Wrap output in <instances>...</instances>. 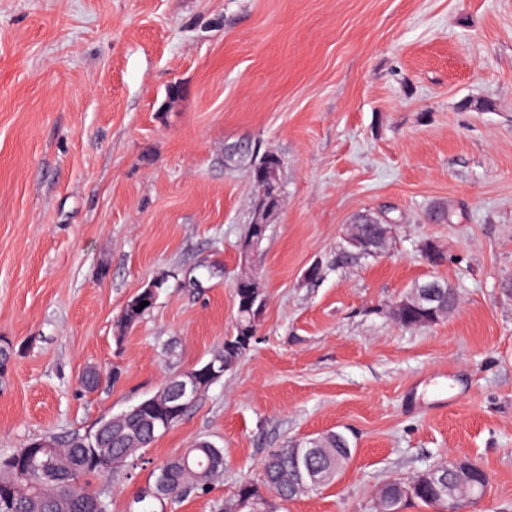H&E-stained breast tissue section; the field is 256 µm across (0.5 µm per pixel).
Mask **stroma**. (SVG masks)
<instances>
[{"label":"stroma","mask_w":512,"mask_h":512,"mask_svg":"<svg viewBox=\"0 0 512 512\" xmlns=\"http://www.w3.org/2000/svg\"><path fill=\"white\" fill-rule=\"evenodd\" d=\"M240 140L283 160L257 334L91 490L136 512L153 470L207 439L223 476L164 512H224L270 452L340 431L349 461L287 512H374L381 486L455 455L488 476L461 512H512V0H0V452L87 430L222 348L259 196L224 161ZM362 213L391 221L388 246L337 265ZM434 278L457 310L396 324ZM403 304V301L396 302V305L392 309V314L398 307ZM394 320L404 327L410 329H417L428 326V317L423 311L416 308L411 300H407L395 313Z\"/></svg>","instance_id":"1"}]
</instances>
